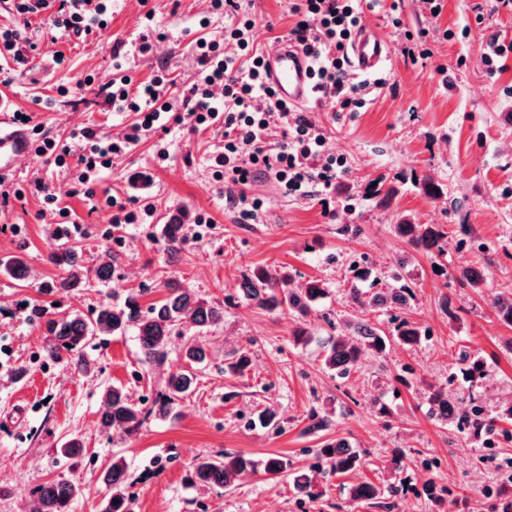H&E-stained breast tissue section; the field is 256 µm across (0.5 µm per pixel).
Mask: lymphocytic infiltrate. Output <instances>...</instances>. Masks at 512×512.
I'll return each mask as SVG.
<instances>
[{"mask_svg":"<svg viewBox=\"0 0 512 512\" xmlns=\"http://www.w3.org/2000/svg\"><path fill=\"white\" fill-rule=\"evenodd\" d=\"M382 0H291L290 30L303 51L313 60L314 87L322 99L335 101L340 109L355 106L358 86L350 82L343 54L346 43L362 26L366 10ZM212 9L224 11L231 22L224 27L223 41L209 40L198 48V77L183 89L167 74L130 90L129 80L107 92L105 101L114 112H131L136 121L123 140L114 141L85 126L73 132L76 150L58 148L43 139L36 151L47 164L73 165L77 181L87 184L93 173L111 168L114 157L135 142L139 132L165 126L173 112H186L196 130L216 123L224 125V151L214 157L223 169L224 181L233 188L231 197L258 211L259 201L249 200L247 185L258 175L271 174L285 193H304L311 176H318L323 192H331L343 158L324 153L321 127L278 99L263 73V57L252 48L255 22L242 15L240 0H211ZM13 10L25 17L53 9L52 28L77 38L90 36L105 24L109 6L105 0H14ZM266 101L281 119V141L269 148L270 126L256 101Z\"/></svg>","mask_w":512,"mask_h":512,"instance_id":"1","label":"lymphocytic infiltrate"}]
</instances>
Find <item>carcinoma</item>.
Returning a JSON list of instances; mask_svg holds the SVG:
<instances>
[{
    "mask_svg": "<svg viewBox=\"0 0 512 512\" xmlns=\"http://www.w3.org/2000/svg\"><path fill=\"white\" fill-rule=\"evenodd\" d=\"M189 215L178 211L169 216L162 228L165 250L174 255L181 251L185 243V226ZM396 231L416 249L429 251L432 248L443 250V240L448 231L440 224H413L403 220L396 225ZM49 261L64 271L59 280L48 285L52 291L60 292L80 287L86 274L78 262L77 250L60 249L49 255ZM0 273L17 281L29 277V266L24 255H15L0 263ZM459 282L470 288H480L484 277L477 268H466L459 274ZM169 293L165 300L142 311L137 298L131 296L118 306H103L87 318L80 313H71L59 317H47V312L35 305L30 310L31 319L45 326L48 342L45 355L53 360L66 359L77 370L88 373L92 370L90 360L85 353L88 337L112 336L132 328L138 336L143 362L160 364L166 356L169 337L182 334L190 328L195 333L183 350L185 367L169 373L165 389L149 409L138 407L129 394L121 387H111L104 391L98 410L99 427L112 435V442L123 445L135 437L145 420L152 414L165 416L173 405L186 396L194 387L197 375L195 369L208 359V351L201 337L213 326L224 322V305L208 302L189 289L176 282L167 285ZM239 293L249 304L260 309L274 311L279 309L299 318H306L312 311L313 302L322 295V284L310 280L300 286H293L286 274L272 273L265 268H257L244 276ZM353 302L372 309L401 310L409 304L411 292L407 288L380 289L365 299L351 293ZM495 311L503 321L512 324V289L505 288L498 293L494 301ZM325 324L336 330L322 343V365L339 378L347 377L356 370L364 350L369 349L377 355L385 354L390 340L395 339L402 345L413 346L426 336L420 326L403 319L395 327L396 336L390 337L364 319L353 320L346 316ZM250 366L247 353L237 354L226 363L227 371L242 376ZM458 370L472 380L485 376L483 362L471 359L469 351L460 353ZM430 413L438 421L454 426L459 430H469L474 435L487 440L494 439L495 425L499 420H512V403L501 407L495 418L484 415L482 407L474 404L468 410L460 409L448 394V389L440 387L430 393L428 398ZM60 454L68 459H79L84 454L80 439L66 440ZM313 467L326 468L332 474H345L357 469L360 457L350 447L347 440L340 438L325 444L315 453ZM256 468V463L239 452H226L220 455L197 457L189 471L191 483L208 488L230 489L235 481L243 478ZM264 471L272 477L282 474L290 477L294 488L307 496L312 494V479L304 470H293L287 459L279 456L264 461ZM102 482L106 494L102 501L101 512H134L135 497L127 485V463L124 457L115 454L112 463L104 471ZM404 486L397 483L384 485L371 481H362L352 486L354 500L368 504H379L386 498L399 496ZM40 508L38 512H68L70 503L82 494L81 486L71 480L46 481L36 489Z\"/></svg>",
    "mask_w": 512,
    "mask_h": 512,
    "instance_id": "obj_1",
    "label": "carcinoma"
}]
</instances>
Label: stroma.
Listing matches in <instances>:
<instances>
[{"label":"stroma","instance_id":"stroma-1","mask_svg":"<svg viewBox=\"0 0 512 512\" xmlns=\"http://www.w3.org/2000/svg\"><path fill=\"white\" fill-rule=\"evenodd\" d=\"M483 2L440 0L435 16L425 0H384L381 9L366 11V23L390 46L385 85L368 89L352 112L329 105L302 110L324 127L327 152L346 161L336 175L331 215H324L319 193L285 195L271 176L247 190L263 203L257 216L226 200L212 162L224 148L219 127L194 133L175 125L148 133L87 187L74 182L71 170L36 158L18 167L12 181L27 194L0 199V259L25 254L32 277L21 283L0 275V512H32L38 505L34 487L54 479L82 485L71 512H100V474L116 453L127 462L136 512H491L495 491L512 485V441L489 445L458 432L431 418L427 402L430 388L441 385L462 404L474 400L492 413L512 400V325L493 307L498 287L512 283V57L493 76L484 65L492 38L512 42V8L479 23L475 8ZM208 4L112 0L106 26L85 39L50 31L49 12L31 16L27 34L36 50L25 68L0 82V100L8 109L32 113L60 147H72L71 131L90 124L104 136L122 134L134 116L107 111L101 89L125 76L136 84L149 81L164 65L177 86H185L195 76L197 39L224 35L223 14L208 13ZM242 8L258 22V50L272 49L292 27L288 0H244ZM204 17L210 20L205 28L199 25ZM148 25L163 38L153 54L144 55L140 34ZM421 29L429 32L430 55L414 61L402 53L405 34ZM59 55L65 59L60 66ZM89 76L94 83L88 87ZM160 140L170 153L165 161L156 156ZM427 177L439 185V198L422 190ZM37 179L67 209V223L43 215L42 197L29 192ZM132 196L153 205L151 217L143 224L112 223L108 198L124 202ZM178 210L188 211L192 222L181 252L172 257L161 228ZM404 219L444 225L454 236L444 252L415 249L395 230ZM462 224L470 225V234H458ZM65 247L76 248L90 272L111 262V282L90 275L70 291L41 292V284L62 274L49 254ZM404 254L409 263L398 265ZM476 266L486 278L484 288L461 285L459 272ZM257 267L288 273L298 285L322 282L325 294L309 321L324 338L327 319L360 314L352 286L365 293L409 286L414 298L405 315L427 338L410 348L393 345L384 359L365 356L349 377H331L316 345L294 344L295 317L241 297L243 274ZM171 282L223 304L224 323L204 337L210 362L194 392L170 415L149 417L118 447L98 427L101 393L122 387L150 407L168 373L183 366L184 337H172L165 363L154 367L142 363L134 331L91 337L85 353L94 369L84 375L45 358L44 331L31 321L29 308L38 304L54 316L89 317L132 293L146 308L166 298ZM243 348L249 370L225 374V359ZM465 348L485 362L487 376L449 382L448 371ZM378 395L389 406L383 416L371 405ZM314 407L333 417L331 429L308 433ZM267 408L278 413L280 431L253 422ZM69 436L85 445L76 466L57 452ZM336 438L355 448L362 465L342 477L316 473L312 499L297 494L288 477L270 478L260 467L228 491L187 481L201 455L233 450L259 464L280 456L300 469ZM397 450L403 461L394 471L389 461ZM429 478L443 487V503L422 493ZM402 479L409 491L386 508L350 497L359 481Z\"/></svg>","mask_w":512,"mask_h":512}]
</instances>
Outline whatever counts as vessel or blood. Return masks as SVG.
Returning a JSON list of instances; mask_svg holds the SVG:
<instances>
[{
	"mask_svg": "<svg viewBox=\"0 0 512 512\" xmlns=\"http://www.w3.org/2000/svg\"><path fill=\"white\" fill-rule=\"evenodd\" d=\"M345 53L357 74L375 77L382 73L390 49L372 26H361L348 42ZM264 74L278 96L289 105L302 107L312 102L315 91L312 63L302 48L282 42L264 56ZM33 151L25 131L13 128L8 113L0 114V179H8L18 161Z\"/></svg>",
	"mask_w": 512,
	"mask_h": 512,
	"instance_id": "1",
	"label": "vessel or blood"
}]
</instances>
